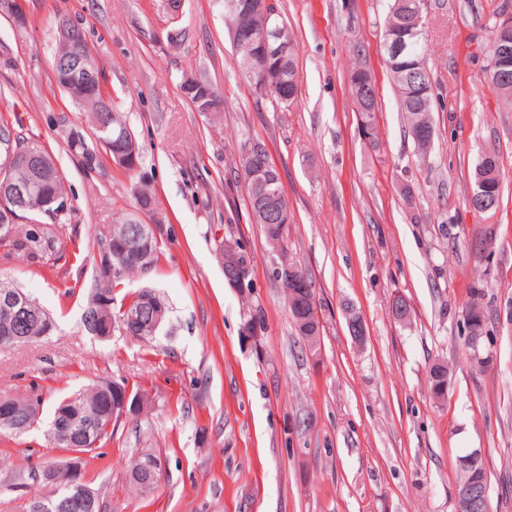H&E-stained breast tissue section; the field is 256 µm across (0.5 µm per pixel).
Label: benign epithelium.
<instances>
[{"mask_svg": "<svg viewBox=\"0 0 512 512\" xmlns=\"http://www.w3.org/2000/svg\"><path fill=\"white\" fill-rule=\"evenodd\" d=\"M225 7L240 14L241 25L235 32L236 37L246 36L255 44L252 58L244 64L247 72L253 75L256 90L259 94L271 91L288 90V98L297 95L298 88L283 87L282 67L292 44L288 27L275 21L277 15L276 0H248L241 4L237 0H227ZM261 13L267 25L259 31L254 30L249 17ZM498 55L494 64V79L508 87L512 85V60L508 58L509 47L512 46V13L504 11L500 14L496 25ZM59 79L70 87L72 97L80 102L95 99L93 87L104 83L103 77L94 68L90 59L77 55L69 62L58 64ZM182 93L199 112H210L213 109L210 92L200 88L198 80L186 76L182 82ZM116 143L112 150L113 163L136 170L139 168L138 147L135 139L124 133L115 136ZM247 174L243 181L245 186L258 187L273 177L270 166L266 162L264 150L259 145L248 148L246 152ZM15 166L39 167L37 156L27 151L7 150L3 163L0 164V209L7 219H15L16 210L30 209L43 214L58 211L67 207V202L60 201L54 194L50 183L46 180L31 182H15L10 178V170ZM492 197L490 187L485 178L477 179L470 203L488 206ZM255 218L264 224H286L290 212L284 207L274 208L264 202H258ZM127 227L112 232L110 241L103 248L97 249L96 272L99 276L119 274L129 260L138 259L143 270L150 269L151 244L153 239L160 238L159 228L154 224L137 225L138 244L136 251L128 247H115L113 242L125 233ZM218 262L224 269V278L232 288L243 289L247 275L239 267L232 253L218 254ZM277 279L288 301L304 299L309 303V310L296 315L297 321L307 323L312 318L320 317L315 293L306 290L299 270L287 263L277 267ZM29 307L28 296L19 290H5L0 293V317L11 320L14 316ZM145 307L154 309V317L149 325V332L154 334L165 320V306L157 294L148 293L136 307L126 305L123 308V321L134 323ZM140 398L130 399V391L123 392L121 398L112 403V419L105 422L97 417L92 420L78 421L74 417L66 418L64 426L74 432V441L68 451L67 460L61 465H49L42 469L40 479L53 489L46 501L56 512H90L99 495L82 479V470L87 449L96 446L94 436L109 430L112 423L121 420L138 410ZM41 415V403L31 402L26 417L19 418L5 410L0 412V424L13 429L24 430L29 425H36ZM456 512H489L485 494L478 487H470L457 499Z\"/></svg>", "mask_w": 512, "mask_h": 512, "instance_id": "7a95c632", "label": "benign epithelium"}]
</instances>
